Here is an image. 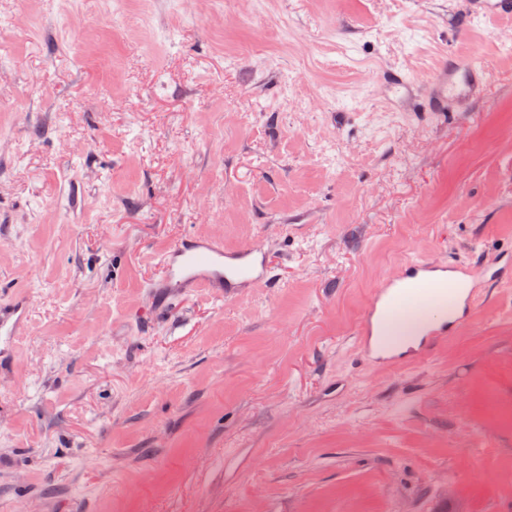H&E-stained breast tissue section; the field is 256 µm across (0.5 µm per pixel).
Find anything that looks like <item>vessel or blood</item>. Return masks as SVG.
<instances>
[{
  "label": "vessel or blood",
  "instance_id": "b4317fda",
  "mask_svg": "<svg viewBox=\"0 0 512 512\" xmlns=\"http://www.w3.org/2000/svg\"><path fill=\"white\" fill-rule=\"evenodd\" d=\"M466 13H493L512 16V0H463ZM479 67L471 62L456 65L439 75L437 101L464 99L478 90ZM162 285L166 288H194L216 298L268 283L271 266L267 251L257 245L225 249L221 240L185 236L157 257ZM485 272L469 266H450L427 258L406 261L398 275L386 278L372 292L364 322L357 337V351L370 365L395 362L390 338L383 335L385 323L412 311H428L423 335L416 347L417 357H424L438 342L447 338L448 323L435 315V308L454 304L471 311L476 292L474 283ZM27 315L25 303L0 307V353H11Z\"/></svg>",
  "mask_w": 512,
  "mask_h": 512
}]
</instances>
